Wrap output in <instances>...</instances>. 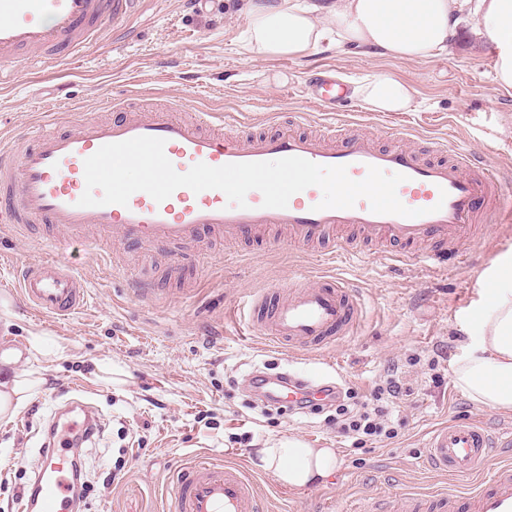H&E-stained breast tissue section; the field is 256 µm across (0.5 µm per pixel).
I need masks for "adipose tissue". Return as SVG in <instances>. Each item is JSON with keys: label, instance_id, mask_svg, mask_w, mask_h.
Here are the masks:
<instances>
[{"label": "adipose tissue", "instance_id": "ef3b65f1", "mask_svg": "<svg viewBox=\"0 0 512 512\" xmlns=\"http://www.w3.org/2000/svg\"><path fill=\"white\" fill-rule=\"evenodd\" d=\"M469 11L496 56L495 80L512 88V0H246L241 50L255 58H303L326 47L363 48L408 63L445 54L456 36L458 15ZM354 94L372 112H407L413 84L389 76L359 83ZM490 287L475 324L474 351L459 360L453 385L473 403L512 412V252L484 272ZM21 351L0 350V416H12L37 380L20 369ZM256 465L278 483L305 488L338 467L333 449L291 438L257 449Z\"/></svg>", "mask_w": 512, "mask_h": 512}]
</instances>
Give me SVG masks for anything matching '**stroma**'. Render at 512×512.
<instances>
[{
    "mask_svg": "<svg viewBox=\"0 0 512 512\" xmlns=\"http://www.w3.org/2000/svg\"><path fill=\"white\" fill-rule=\"evenodd\" d=\"M244 0H215L196 12L185 0H145L120 30H105L71 63L21 61L0 86V129L22 141L35 122L59 112L106 119L107 103L123 96L131 109L179 98L184 114L222 112L261 123L275 112L320 119L308 80L335 68L348 85L376 75L411 82L418 92L409 112L351 116L373 134L411 128L462 145L505 175L512 195V89L499 87L490 49L471 15L461 14L448 54L404 63L370 52L326 50L306 59H252L239 47ZM57 228L27 224L0 230V348L50 347L32 364L43 380L13 416L0 418V512H18L39 459L48 422L72 399L93 404L102 425L85 452L94 489L86 512H167L170 480L186 458L208 454L250 464L255 449L297 438L334 449L338 468L323 483L291 489L256 471L271 512H353L356 498L455 488L423 457L427 431L451 418L479 419L490 434L512 429V413L471 402L451 383L452 369L472 338L469 309L482 308V277L501 252L512 251V219L493 218L485 236L443 264L402 265L369 248L331 262L319 251L286 245L225 242L146 244L129 250L117 233L101 237L98 253L71 245L51 249ZM182 266H174V253ZM56 257L71 262L88 289L84 308L55 322L4 294L19 263ZM334 274L356 288L363 318L355 335L306 359L268 349L233 311L263 288ZM157 287L134 299V282ZM286 370L307 378L334 375L341 390L365 400L388 375L402 392L390 404L394 438L356 443L325 413L265 411L246 391L252 368ZM124 456L119 479L113 463Z\"/></svg>",
    "mask_w": 512,
    "mask_h": 512,
    "instance_id": "35a3bbf8",
    "label": "stroma"
}]
</instances>
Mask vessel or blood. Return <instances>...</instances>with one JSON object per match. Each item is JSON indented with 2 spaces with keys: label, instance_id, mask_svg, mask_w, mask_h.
Listing matches in <instances>:
<instances>
[{
  "label": "vessel or blood",
  "instance_id": "b4317fda",
  "mask_svg": "<svg viewBox=\"0 0 512 512\" xmlns=\"http://www.w3.org/2000/svg\"><path fill=\"white\" fill-rule=\"evenodd\" d=\"M141 0H0V70L21 56L64 63L75 57L106 26H121ZM315 103L326 119L318 131H302L304 113L271 114L268 131L244 130L240 120L225 123L223 114H177L174 104L126 112L123 98H113L106 120L76 119L68 127L38 125L30 142L16 146L0 140V223L54 224L67 229L69 241L83 252L97 251L99 240L87 228L118 231L130 248L147 242L176 246L218 234L235 243L254 239L269 228L285 231L294 247H319L330 256L349 258V241L389 247L392 259L435 265L463 244L481 239L489 216L502 211L501 175L462 146L434 136L392 133L382 146L340 119L336 110L347 98L343 84L329 71L311 82ZM139 136L164 139L175 170L193 165L214 167L300 157L323 166H345L351 179L362 180L369 167L405 177L397 188L400 201L414 209L411 217L372 212L366 199L348 209H323V193L310 187L294 194L287 207H263L259 191H250L246 207L229 205L226 195L210 189H177L156 202L139 191L127 205L79 206L85 191L84 161L101 146ZM18 295L33 310L65 318L87 299L84 281L57 258L23 264ZM250 328L278 349L311 356L352 335L362 317L355 289L342 278L325 276L309 286L265 289L246 303ZM328 386L286 378L279 402L295 406L302 399L323 402ZM71 414L57 434V448L43 452L21 512H74L72 478L75 458L68 441L92 429L91 404L73 400ZM496 440L474 418H457L428 432L426 461L442 476L479 475L475 488L407 492L395 497L363 499L357 512H512V465L490 466ZM171 512H263L253 474L246 466L205 457L186 460L172 478Z\"/></svg>",
  "mask_w": 512,
  "mask_h": 512
}]
</instances>
